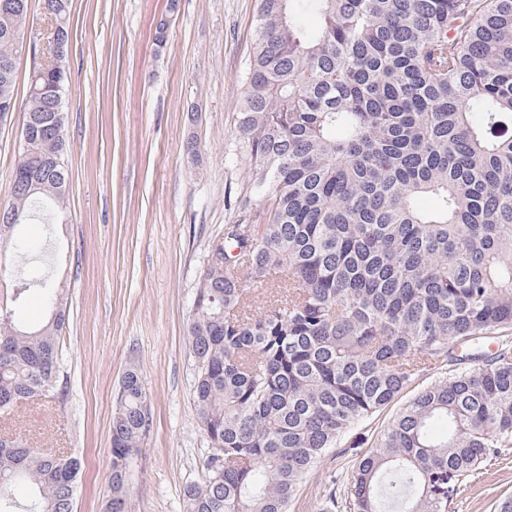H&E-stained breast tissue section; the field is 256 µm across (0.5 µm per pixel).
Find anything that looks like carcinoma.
<instances>
[{
	"instance_id": "carcinoma-1",
	"label": "carcinoma",
	"mask_w": 512,
	"mask_h": 512,
	"mask_svg": "<svg viewBox=\"0 0 512 512\" xmlns=\"http://www.w3.org/2000/svg\"><path fill=\"white\" fill-rule=\"evenodd\" d=\"M44 2L68 46L71 0ZM28 3L0 0V106L14 111ZM64 59L34 61L25 121L66 93ZM238 129L243 219L224 225L192 303L191 395L210 451L185 512H288L329 449L434 367L444 376L399 410L344 498H328L347 512H448L512 448V0H257ZM65 153L62 129L23 149L14 175L30 178L0 208L11 301L36 285L46 312L20 325L0 305V415L63 395L64 289L10 259L40 249L16 228L64 201ZM149 428L129 369L102 512H128ZM78 472L74 457L0 439V512H73Z\"/></svg>"
}]
</instances>
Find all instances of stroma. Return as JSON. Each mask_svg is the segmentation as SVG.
<instances>
[{"label":"stroma","mask_w":512,"mask_h":512,"mask_svg":"<svg viewBox=\"0 0 512 512\" xmlns=\"http://www.w3.org/2000/svg\"><path fill=\"white\" fill-rule=\"evenodd\" d=\"M165 35H158V24ZM66 58L63 213L34 209L19 234L65 286L63 399L23 404L0 430L80 459L73 512H99L110 493L115 391L141 374L151 425L127 487L129 512H184L183 490L208 452L191 398L192 298L224 227L237 223L248 162L237 115L255 39V0H72ZM22 112L0 123V206L11 198ZM353 428L299 487L288 512H325L402 407ZM512 495V448L461 487L451 512H491Z\"/></svg>","instance_id":"35a3bbf8"}]
</instances>
